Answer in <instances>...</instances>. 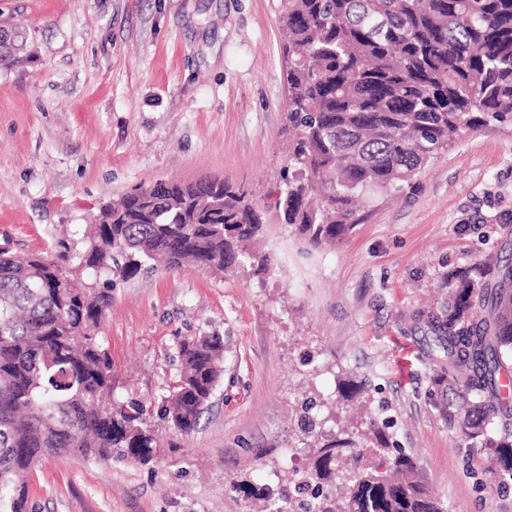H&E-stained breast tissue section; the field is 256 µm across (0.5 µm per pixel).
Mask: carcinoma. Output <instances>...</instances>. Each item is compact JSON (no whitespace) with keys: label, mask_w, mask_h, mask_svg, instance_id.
Listing matches in <instances>:
<instances>
[{"label":"carcinoma","mask_w":512,"mask_h":512,"mask_svg":"<svg viewBox=\"0 0 512 512\" xmlns=\"http://www.w3.org/2000/svg\"><path fill=\"white\" fill-rule=\"evenodd\" d=\"M282 56L291 132L277 206L308 245L333 244L361 223L363 203L414 187L455 140L512 125V0H283ZM0 67L23 49L8 27ZM222 181L141 186L102 210L83 249L15 256L0 243V512H29L28 476L44 456L75 454L148 466L159 441L146 405L117 398L99 336L116 273L130 279L186 264L269 271L250 250L263 213ZM427 323L445 352L440 382L475 400L460 428L512 476V408L501 375L512 360V262L448 274V299ZM179 378L161 413L194 431L224 375V341H180ZM365 383L338 382L352 401ZM304 412L309 462L289 479L303 512H446L416 464L369 421L371 444Z\"/></svg>","instance_id":"carcinoma-1"}]
</instances>
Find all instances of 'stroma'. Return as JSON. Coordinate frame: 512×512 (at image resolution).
<instances>
[{"label": "stroma", "instance_id": "obj_1", "mask_svg": "<svg viewBox=\"0 0 512 512\" xmlns=\"http://www.w3.org/2000/svg\"><path fill=\"white\" fill-rule=\"evenodd\" d=\"M281 0H0L26 46L0 69V240L21 255L81 246L103 206L157 180H221L267 224L266 276L197 267L117 280L101 334L117 388L149 405L175 379L176 345L224 339V378L195 431L152 425L149 466L43 458L33 512H261L234 483L288 489L304 456L305 400L345 429L368 416L417 464L447 512H512V478L492 476L437 382L425 315L449 273L512 253V128L458 139L415 188L379 200L335 246L303 245L277 202L288 151ZM354 375L356 403L337 384ZM263 459H256V452Z\"/></svg>", "mask_w": 512, "mask_h": 512}]
</instances>
